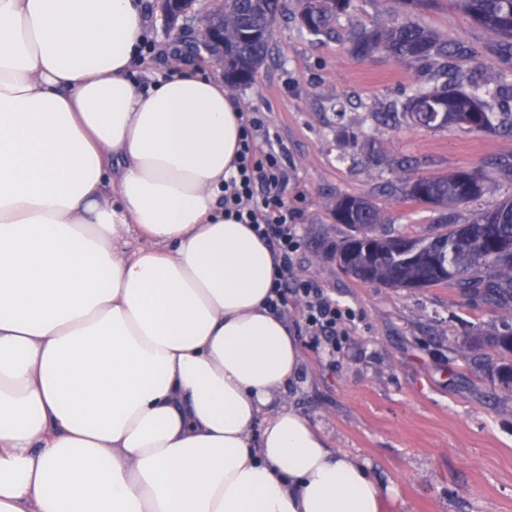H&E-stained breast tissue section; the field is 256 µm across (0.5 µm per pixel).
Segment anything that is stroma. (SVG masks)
I'll return each mask as SVG.
<instances>
[{
    "instance_id": "stroma-1",
    "label": "stroma",
    "mask_w": 512,
    "mask_h": 512,
    "mask_svg": "<svg viewBox=\"0 0 512 512\" xmlns=\"http://www.w3.org/2000/svg\"><path fill=\"white\" fill-rule=\"evenodd\" d=\"M147 38L152 70L171 71L161 46L199 44L198 26L170 20L162 0H149ZM270 54L254 79L230 93L278 136L288 165V206L302 240L291 276L307 279L357 314L335 355L317 351L302 305L285 307L295 321L302 370L286 394L291 407L319 425L332 448L365 467L385 500L384 512H512V395L488 378L487 345L462 350L466 334L502 328L496 308L464 301L454 289L389 288L343 272L333 251L350 230L333 209L346 195L369 198L389 236L426 237L441 218L466 222L474 211L512 197V131L489 135L451 126L433 130L412 121L378 124L375 113L429 84L421 66L375 52L349 51L355 32L376 19L414 21L462 43L451 59L460 76L512 84V58L452 0H352L332 35L303 28L301 0H285ZM407 157L410 176L477 171L483 193L447 209L404 198L392 159Z\"/></svg>"
}]
</instances>
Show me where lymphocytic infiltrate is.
I'll use <instances>...</instances> for the list:
<instances>
[{
	"label": "lymphocytic infiltrate",
	"instance_id": "obj_1",
	"mask_svg": "<svg viewBox=\"0 0 512 512\" xmlns=\"http://www.w3.org/2000/svg\"><path fill=\"white\" fill-rule=\"evenodd\" d=\"M262 126L261 118L251 116L242 127L237 174L224 183V214L239 223L252 225L261 239L276 244L282 265L274 279L275 297L271 307L285 306L288 293L300 296L308 335L315 345L332 355L336 352L337 337L348 335L356 313L336 302L324 289L289 276L288 261L300 249L301 238L284 193L288 170L282 149L271 137L265 146L256 144Z\"/></svg>",
	"mask_w": 512,
	"mask_h": 512
}]
</instances>
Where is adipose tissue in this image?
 <instances>
[{
    "instance_id": "1",
    "label": "adipose tissue",
    "mask_w": 512,
    "mask_h": 512,
    "mask_svg": "<svg viewBox=\"0 0 512 512\" xmlns=\"http://www.w3.org/2000/svg\"><path fill=\"white\" fill-rule=\"evenodd\" d=\"M144 0H0V512H380L283 396L276 249L224 216L211 54L143 84Z\"/></svg>"
}]
</instances>
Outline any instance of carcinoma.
Instances as JSON below:
<instances>
[{
    "label": "carcinoma",
    "mask_w": 512,
    "mask_h": 512,
    "mask_svg": "<svg viewBox=\"0 0 512 512\" xmlns=\"http://www.w3.org/2000/svg\"><path fill=\"white\" fill-rule=\"evenodd\" d=\"M456 7L482 26L496 40L504 54L512 56V0H454ZM351 0H303L301 20L312 35L331 32L336 17L347 12ZM285 7V0H223L215 20L224 27L225 84L250 82L263 65L269 50L268 30ZM385 49L398 60L415 62L433 72L439 85L420 87L401 104L403 115L418 125L443 129L458 125L459 114L476 110L481 121L471 130L483 134L498 132L502 121L489 109L488 100L502 88L475 86L470 91L448 84V54L457 44L437 37L415 22L388 27L378 21L357 32L352 49L372 54ZM403 196L417 204L464 205L482 193L477 177L468 170L445 176H402ZM336 222L350 228L336 248V261L344 270H360L357 280L382 282L392 288L448 286L471 303L489 304L504 313L512 312V199L474 213L467 222H448L430 237L402 238L414 245H430L433 253L411 263L400 252L378 242L355 244L353 231L361 224L377 233L382 217L364 197L344 196L336 200ZM488 341L499 358L488 364L491 377L504 388H512V324L484 339L468 336L464 345Z\"/></svg>",
    "instance_id": "obj_1"
}]
</instances>
